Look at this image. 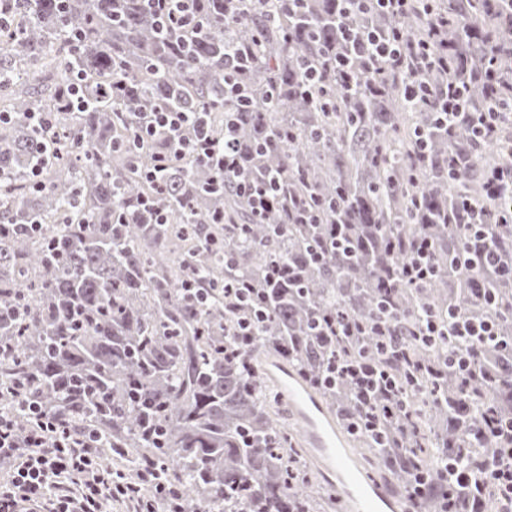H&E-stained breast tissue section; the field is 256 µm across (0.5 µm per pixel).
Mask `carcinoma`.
<instances>
[{"label": "carcinoma", "instance_id": "carcinoma-1", "mask_svg": "<svg viewBox=\"0 0 512 512\" xmlns=\"http://www.w3.org/2000/svg\"><path fill=\"white\" fill-rule=\"evenodd\" d=\"M204 31L176 40L160 32L142 0H3L0 25V410L22 428L28 417L13 390L35 380L51 413L101 434L100 454L129 481L145 459L164 469L191 512H320L319 487L294 448L290 431L270 415L274 393L259 366L262 353L315 374L322 348L314 316L343 310L370 322L381 312L384 278L394 276L410 241L430 238L435 278L424 288L393 289L399 311L458 304L481 316L473 294L501 286L495 271L448 268L460 249L451 219L457 198L491 218L499 204L483 190L487 170L512 165V151L453 136L432 120V105L404 96L394 70L363 69L352 88L324 63L341 51L336 0L276 3L277 20L256 7L224 22V0H197ZM447 26L432 42L454 77L469 83L482 107L494 98L512 113V0H434ZM347 25L400 30L429 39L423 15H354ZM258 38L257 62L240 76L255 97L241 115L240 146L266 141L247 179H275L279 194L257 216L237 188L240 177L215 179L209 165L177 159L165 177L143 178L154 156L170 150L159 134L138 141L142 113L178 103L204 112L211 136L224 138L229 112L224 71L243 42ZM321 68L327 100L296 91L301 65ZM492 66L490 91L469 82L470 69ZM78 80L87 106H65ZM42 112L49 132L31 114ZM427 137L419 163L417 134ZM47 152L41 153V144ZM464 154L453 184L448 156ZM41 161L42 186L31 170ZM167 217L155 224L136 200ZM308 212L315 220L299 222ZM345 224L357 239L336 253L328 226ZM325 259L306 267L300 289L270 286L271 262H305L317 241ZM402 244L391 252L387 244ZM246 277L261 289L253 343L238 357V317L224 286ZM193 278L197 289L186 291ZM435 364L445 346H411ZM440 400H417L409 460L437 474L448 449L446 396L457 380H440ZM512 400V382H494L472 397L476 412L490 396Z\"/></svg>", "mask_w": 512, "mask_h": 512}]
</instances>
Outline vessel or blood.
<instances>
[{
    "label": "vessel or blood",
    "mask_w": 512,
    "mask_h": 512,
    "mask_svg": "<svg viewBox=\"0 0 512 512\" xmlns=\"http://www.w3.org/2000/svg\"><path fill=\"white\" fill-rule=\"evenodd\" d=\"M265 373L295 421L306 458L319 481L333 490L342 512H413L411 503L392 490L387 478L363 473L350 436L293 369L272 359Z\"/></svg>",
    "instance_id": "obj_1"
}]
</instances>
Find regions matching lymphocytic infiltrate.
Instances as JSON below:
<instances>
[{
	"instance_id": "obj_1",
	"label": "lymphocytic infiltrate",
	"mask_w": 512,
	"mask_h": 512,
	"mask_svg": "<svg viewBox=\"0 0 512 512\" xmlns=\"http://www.w3.org/2000/svg\"><path fill=\"white\" fill-rule=\"evenodd\" d=\"M143 2L168 34L192 32L198 27L193 0ZM342 39L345 49L336 56L334 67L347 81L352 78L354 63L374 65L414 57L416 70L405 84V95L418 103L428 101V75L445 67L444 59L433 57L425 44L409 46L395 30L346 33ZM466 91V83L443 81L437 123L450 130L465 126L479 145L493 140L499 131L498 112L491 107H471ZM236 129V119H229L224 139L219 142L209 135L203 113L165 107L145 113L140 136L145 139L164 133L174 148L173 156L215 162L216 173L221 176L244 170L245 157L237 145ZM170 157L159 156L146 171V178L160 180ZM511 223L512 206L501 210L494 225L471 216L460 227L464 248L452 259V266L471 271L494 267L512 281V248L502 236L503 225ZM434 274L432 242L416 239L401 264L400 279L411 287L423 288ZM483 298L491 311L481 317L452 305L446 316L425 309L414 319L413 332L418 340L426 343L447 337L445 365L449 374L468 387L493 381L498 359L512 358V336L503 334L499 313L512 302L493 289L485 290ZM317 328L327 355L315 382L327 389L341 383L348 386L351 400L344 413L348 430L379 448H408L413 441L408 427L419 382L437 378L438 368L412 355L404 341L393 336V324L388 320L372 326V333L380 338L373 350L351 344V336L361 327L347 313L323 317ZM18 393L33 424L18 428L8 414L0 412V512H105L112 501L135 498L144 488L167 503V512H186L157 468L141 471L138 483L124 481L122 475L103 464L94 435L42 411L32 385H20ZM441 469L448 512H483V499L488 494L496 497L498 512H512V409L492 405L466 414L462 437L450 443Z\"/></svg>"
}]
</instances>
